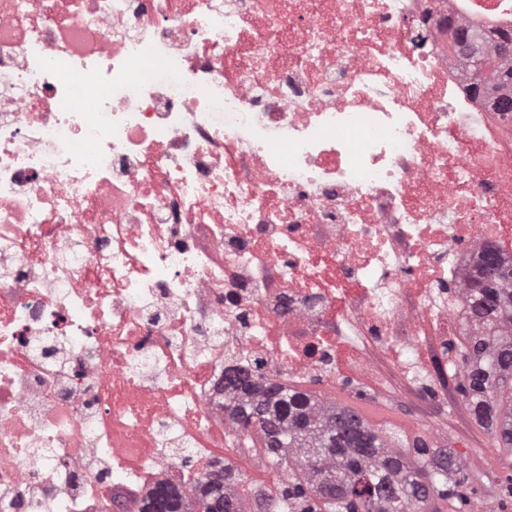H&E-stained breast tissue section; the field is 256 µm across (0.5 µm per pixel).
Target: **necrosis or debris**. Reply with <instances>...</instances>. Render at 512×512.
Listing matches in <instances>:
<instances>
[{"instance_id":"4bbe7bcc","label":"necrosis or debris","mask_w":512,"mask_h":512,"mask_svg":"<svg viewBox=\"0 0 512 512\" xmlns=\"http://www.w3.org/2000/svg\"><path fill=\"white\" fill-rule=\"evenodd\" d=\"M451 26L512 0H0V512L191 505L228 369L445 379L512 261V113ZM506 282L512 283V265L500 261L496 250L490 247L482 276L469 288L472 312L489 330L512 325V289L503 288ZM183 507L180 495L166 489H159L148 499L141 512H181Z\"/></svg>"}]
</instances>
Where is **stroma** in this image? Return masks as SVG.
Returning a JSON list of instances; mask_svg holds the SVG:
<instances>
[{
	"mask_svg": "<svg viewBox=\"0 0 512 512\" xmlns=\"http://www.w3.org/2000/svg\"><path fill=\"white\" fill-rule=\"evenodd\" d=\"M430 375H401L387 358H380L377 372L363 382L319 383V391L337 404L355 408L374 427L415 436L436 428L438 445L470 456L472 473L482 476L480 498L485 512H512V499L502 493V482L512 475V457L498 455L490 437L476 425L455 388L445 395H430Z\"/></svg>",
	"mask_w": 512,
	"mask_h": 512,
	"instance_id": "1",
	"label": "stroma"
}]
</instances>
